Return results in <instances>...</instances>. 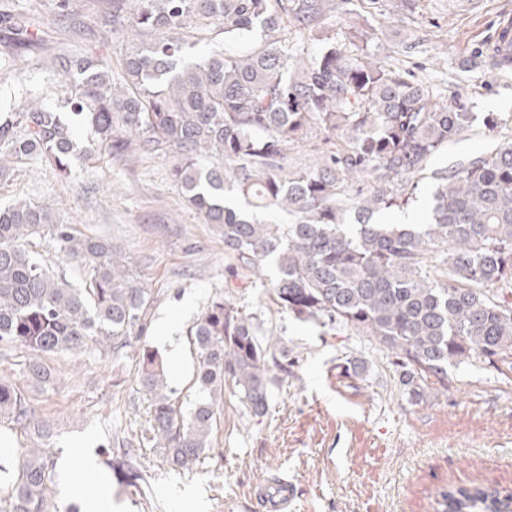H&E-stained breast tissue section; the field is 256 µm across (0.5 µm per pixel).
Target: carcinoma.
Instances as JSON below:
<instances>
[{"label": "carcinoma", "instance_id": "carcinoma-1", "mask_svg": "<svg viewBox=\"0 0 512 512\" xmlns=\"http://www.w3.org/2000/svg\"><path fill=\"white\" fill-rule=\"evenodd\" d=\"M338 14L354 15L353 0H112L108 21L128 33L119 71L94 55L63 60L72 123L35 97L19 120L0 119V142L16 158L51 161L65 175L74 156L175 157L172 176L222 231L225 254L248 269L273 264V302L294 318L343 325L387 349L414 399L433 380L445 385L448 367L473 358L512 368V302L499 295L512 288V139L449 172L432 171L428 223L375 222L416 198L418 176L476 114L454 98L439 102L427 78L363 51L357 26L342 40L325 35L312 54L281 38L290 25L304 35ZM0 28L19 41L39 39L31 19L0 12ZM257 29L266 37L257 49L192 56L215 32L227 41ZM471 64L507 70L512 51L495 42L476 50ZM82 123L94 139L78 138ZM315 133L329 144L320 160L288 169V146ZM204 158L216 162L205 166ZM256 211L284 212L292 222L260 221ZM45 238L85 270L83 287L35 261L27 246ZM152 306L109 241L77 234L38 202L0 208V344L35 353L104 347L118 358L145 334ZM189 336L200 398L186 416L159 353L145 346L137 353L151 425L110 459L129 485L140 479L136 445L161 449L172 470L189 469L211 445L225 384L262 417L276 380L293 367L264 321L222 296ZM23 371L49 377L35 357ZM2 416L39 445L14 461L0 457V512H46L56 483L47 461L51 428L0 374ZM436 503L438 512H512V489L450 487Z\"/></svg>", "mask_w": 512, "mask_h": 512}]
</instances>
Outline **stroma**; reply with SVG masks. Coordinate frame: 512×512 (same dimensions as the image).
I'll list each match as a JSON object with an SVG mask.
<instances>
[{"mask_svg": "<svg viewBox=\"0 0 512 512\" xmlns=\"http://www.w3.org/2000/svg\"><path fill=\"white\" fill-rule=\"evenodd\" d=\"M79 27L57 21L56 0H0V9L44 20L39 42L11 48L0 29V115L19 111L31 94L62 111L66 91L57 57L88 53L117 68L125 48L109 24L105 0H77ZM356 17L326 20L325 31L364 28L365 52L393 58L422 74L439 63V92L459 96L477 115L474 128L435 159L437 169L492 151L512 139V70L491 76L469 68L477 47L512 21V0H364ZM0 207L18 200L49 204L78 233L112 240L153 310L141 344L166 362L175 405L190 411L198 365L187 330L216 296L256 313L295 360L272 389L265 416H251L232 387L211 446L192 469L175 471L161 449L138 450L137 486L117 480L108 461L122 439L144 432L151 400L137 381V350L45 357L48 383L24 377L28 351L0 349V373L13 375L37 416L52 428L50 459L58 494L48 512L88 501L70 496L74 451L97 469L112 512H265L256 493L285 479L290 512H435L450 486L512 488V371L472 360L448 370V385L410 400L394 378L390 353L354 330L303 323L269 297L272 267L230 274L224 239L190 207L174 181L172 160L140 153L126 161L73 159L68 175L49 162L31 165L0 144Z\"/></svg>", "mask_w": 512, "mask_h": 512, "instance_id": "obj_1", "label": "stroma"}]
</instances>
